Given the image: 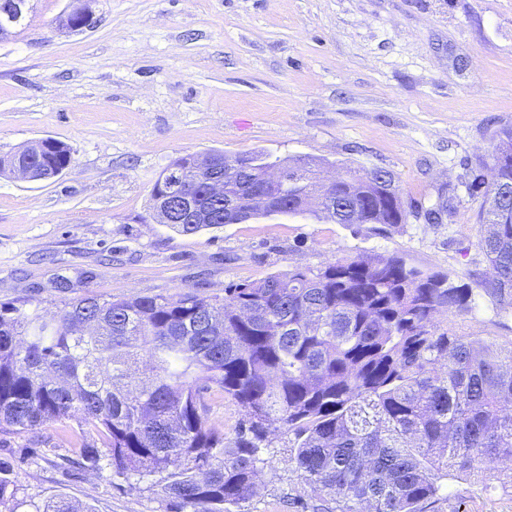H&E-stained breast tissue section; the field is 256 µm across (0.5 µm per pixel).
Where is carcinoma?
I'll list each match as a JSON object with an SVG mask.
<instances>
[{"mask_svg":"<svg viewBox=\"0 0 512 512\" xmlns=\"http://www.w3.org/2000/svg\"><path fill=\"white\" fill-rule=\"evenodd\" d=\"M478 170L497 187L483 193L477 245L487 269L479 290L512 310V125L495 131ZM258 164L224 171L214 198L189 157L172 162L195 187L194 207L169 228L186 234L241 220L224 202L270 195L281 212L319 196L318 164L288 161L286 182L268 187ZM72 163L66 144L31 143L17 164ZM349 172L309 215L345 225L406 223L394 176ZM174 183L153 185L160 216ZM473 289L396 255L344 257L231 285L224 296L70 298L48 320L34 306L0 305V432H35L77 418L71 464L112 478L153 477L168 512H224L254 496L259 457L288 439L302 481L331 512H427L443 481L512 463V341L487 343L453 318L471 309ZM152 376L137 377L142 363ZM237 404L233 437L209 423L201 392ZM13 462L0 459V512H93L55 495L17 498Z\"/></svg>","mask_w":512,"mask_h":512,"instance_id":"obj_1","label":"carcinoma"}]
</instances>
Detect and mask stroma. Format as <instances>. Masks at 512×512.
Here are the masks:
<instances>
[{
	"instance_id": "stroma-1",
	"label": "stroma",
	"mask_w": 512,
	"mask_h": 512,
	"mask_svg": "<svg viewBox=\"0 0 512 512\" xmlns=\"http://www.w3.org/2000/svg\"><path fill=\"white\" fill-rule=\"evenodd\" d=\"M36 0L0 39V157L67 144L58 178L0 174V303L47 316L75 297L223 294L295 266L393 254L473 284L487 263L470 184L512 124V0H89L95 28ZM261 152L391 172L410 215L387 232L260 217L183 235L155 223L150 192L177 158ZM464 332L512 341V311L475 293ZM75 421L43 426L15 466L18 496L95 512H166L150 480L64 471ZM257 494L230 512H317L283 441L264 449ZM435 512H512V469L448 482Z\"/></svg>"
}]
</instances>
